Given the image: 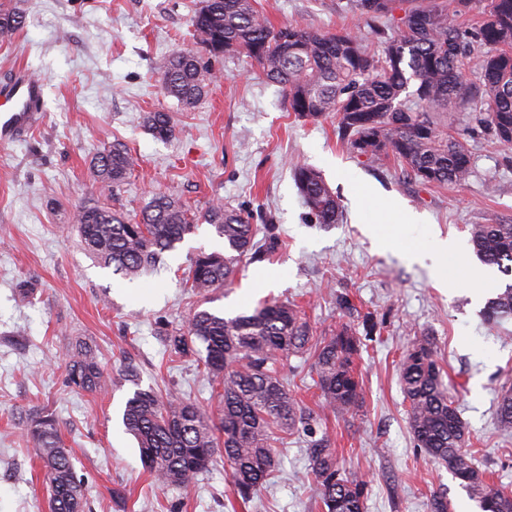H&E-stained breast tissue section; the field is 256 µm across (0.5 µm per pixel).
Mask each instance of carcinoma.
<instances>
[{
	"instance_id": "cac0c4a2",
	"label": "carcinoma",
	"mask_w": 512,
	"mask_h": 512,
	"mask_svg": "<svg viewBox=\"0 0 512 512\" xmlns=\"http://www.w3.org/2000/svg\"><path fill=\"white\" fill-rule=\"evenodd\" d=\"M472 0H355L353 6L377 23L382 53L367 50L362 35L323 34L293 26L275 28L254 0H202L191 26L210 58L191 49L171 54L161 75L164 93L194 106L215 80L211 58L233 52L249 58L282 85L288 110L304 120L334 118L337 133L354 156L393 158L422 185H462L473 172L466 140L448 134L459 116L472 111L475 123L499 143L512 146V0H481L479 20L463 28L456 17ZM26 24L17 11L0 10V42ZM476 81L463 80L470 68ZM145 128L157 139L176 133L170 113L146 112ZM135 159L114 144L92 161L100 198L77 207L71 221L80 244L101 266L133 283L142 272L164 264V256L185 236L208 224L224 239V252H200L190 259V287L206 295L224 287L241 267L269 256L278 245L273 226L260 229L250 216L220 200L192 212L156 193L133 222L103 196L131 175ZM304 203L320 224H336L340 203L322 174L301 165L294 170ZM470 242L476 257L512 277V224H474ZM492 316L512 315V283L488 301ZM161 341L178 353H195L207 374L219 379L221 417L211 424L196 404L176 393L161 396L136 389L125 403L122 423L137 441L149 473L165 487L180 488L213 463L223 437L224 463L238 496L248 501L270 482L279 465L276 443L308 426L310 414L290 393L278 366L290 354L309 352L320 402L339 416L355 413L362 400L356 371L361 339L343 326L317 338L298 306L264 301L235 317L209 309L193 312L187 330ZM69 387L96 392L105 377L94 353L80 348L66 366ZM400 378L409 402L415 444L448 468L480 512H512V494L489 482L465 450L466 433L427 337L403 356ZM500 428L512 429V393L496 408ZM45 470L50 512H81L84 482L59 438L47 410L25 418ZM312 474L324 512H363L366 482L341 471L336 449L324 435L308 443Z\"/></svg>"
}]
</instances>
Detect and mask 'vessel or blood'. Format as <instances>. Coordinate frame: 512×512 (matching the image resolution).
<instances>
[{
  "mask_svg": "<svg viewBox=\"0 0 512 512\" xmlns=\"http://www.w3.org/2000/svg\"><path fill=\"white\" fill-rule=\"evenodd\" d=\"M44 83L24 69L0 81V148L22 142L39 123Z\"/></svg>",
  "mask_w": 512,
  "mask_h": 512,
  "instance_id": "1",
  "label": "vessel or blood"
}]
</instances>
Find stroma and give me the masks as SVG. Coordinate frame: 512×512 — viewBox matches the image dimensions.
<instances>
[{"label":"stroma","instance_id":"stroma-1","mask_svg":"<svg viewBox=\"0 0 512 512\" xmlns=\"http://www.w3.org/2000/svg\"><path fill=\"white\" fill-rule=\"evenodd\" d=\"M7 2L26 25L13 43L0 44V80L24 67L45 80L46 96L43 124L0 149V512H49L36 450L17 423L43 408L56 415L84 480L83 512H323L304 434L281 449L277 481L244 502L221 461L184 488L157 486L120 423L135 388L163 395L173 384L218 421L217 382L196 357L165 351L158 332L185 331L197 309L233 317L267 300L300 306L319 337L357 326L361 313L378 323L357 361L363 404L355 416L322 408L310 355L289 356L281 367L290 392L313 411L316 431L331 437L340 465L366 480L364 512H429L436 491L447 492L451 512H478L458 480L414 445L399 363L419 336L433 341L475 465L512 492V434L495 419L501 392L512 388V317L485 314L506 279L488 267L482 288L456 285L457 255L472 250L470 225L512 223V149L460 120L452 132L472 148V176L461 186H423L393 161L355 157L335 120L297 119L283 88L244 56L213 60L217 78L194 107L166 96L161 73L169 56L198 45L190 19L200 0ZM256 6L277 28L360 32L378 46L351 0ZM156 110L171 113L173 138L144 128L143 113ZM116 142L137 164L115 189L113 208L138 215L156 193L198 211L221 200L251 213L256 225H273L275 252L207 300L182 280L191 256L223 248L206 224L133 284L99 267L69 214L97 190L92 157ZM298 165L322 173L341 205L338 223L312 217L294 178ZM389 202L407 220L387 217ZM378 233L385 247L375 245ZM439 236L454 241L457 253L438 257ZM341 292L357 315L337 308ZM79 341L94 349L105 390L67 386V354ZM129 366L137 382L125 381Z\"/></svg>","mask_w":512,"mask_h":512}]
</instances>
